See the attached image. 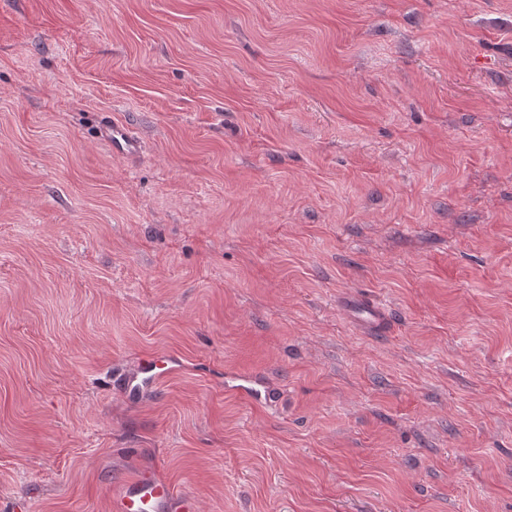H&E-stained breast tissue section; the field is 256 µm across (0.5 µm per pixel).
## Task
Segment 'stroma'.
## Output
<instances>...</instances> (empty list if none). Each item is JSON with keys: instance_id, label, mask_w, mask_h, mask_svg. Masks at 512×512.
<instances>
[{"instance_id": "35a3bbf8", "label": "stroma", "mask_w": 512, "mask_h": 512, "mask_svg": "<svg viewBox=\"0 0 512 512\" xmlns=\"http://www.w3.org/2000/svg\"><path fill=\"white\" fill-rule=\"evenodd\" d=\"M146 469L512 512V0H0V512ZM100 135L114 156L131 160L141 152V139L134 136L122 122L112 119V122L104 123ZM171 371L167 362L154 357L143 358L124 387V393L129 399H140L151 388H153L161 378ZM224 387L242 395L252 402L262 400L261 385L256 380L238 375H227L224 378Z\"/></svg>"}]
</instances>
